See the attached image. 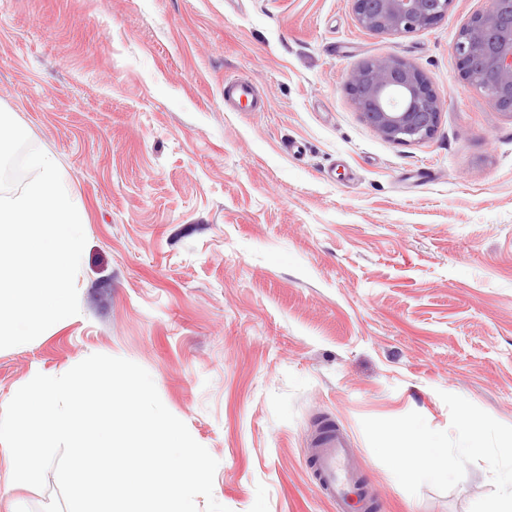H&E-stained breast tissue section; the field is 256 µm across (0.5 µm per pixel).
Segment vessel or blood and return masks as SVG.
<instances>
[{
	"mask_svg": "<svg viewBox=\"0 0 512 512\" xmlns=\"http://www.w3.org/2000/svg\"><path fill=\"white\" fill-rule=\"evenodd\" d=\"M224 100L236 112H258L262 109L256 87L244 80L225 82ZM310 446L314 473L321 489L336 501L338 512H350V501L358 490L350 471L352 448L347 436L331 426L315 431Z\"/></svg>",
	"mask_w": 512,
	"mask_h": 512,
	"instance_id": "1",
	"label": "vessel or blood"
}]
</instances>
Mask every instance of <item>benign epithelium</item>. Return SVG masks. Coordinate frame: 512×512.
<instances>
[{"mask_svg": "<svg viewBox=\"0 0 512 512\" xmlns=\"http://www.w3.org/2000/svg\"><path fill=\"white\" fill-rule=\"evenodd\" d=\"M359 26L401 35L431 28L448 17L454 0H350ZM461 76L483 90L497 112H512V0H490L461 28L453 46ZM347 90L364 122L397 144L422 143L435 134L441 99L426 76L396 57L372 58L349 75Z\"/></svg>", "mask_w": 512, "mask_h": 512, "instance_id": "obj_1", "label": "benign epithelium"}]
</instances>
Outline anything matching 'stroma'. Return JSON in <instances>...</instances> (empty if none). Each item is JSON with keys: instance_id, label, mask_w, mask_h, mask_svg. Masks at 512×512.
<instances>
[{"instance_id": "stroma-1", "label": "stroma", "mask_w": 512, "mask_h": 512, "mask_svg": "<svg viewBox=\"0 0 512 512\" xmlns=\"http://www.w3.org/2000/svg\"><path fill=\"white\" fill-rule=\"evenodd\" d=\"M487 6L394 36L349 0H0V108L87 218L80 312L0 350V408L35 373L121 357L218 460L230 512H336L307 445L326 419L375 512H470L486 464L410 495L361 421L446 430L448 392L512 425V116L453 50ZM390 56L443 99L426 142L385 140L346 90ZM233 78L264 111L225 105ZM56 490L13 486L0 450V512Z\"/></svg>"}]
</instances>
